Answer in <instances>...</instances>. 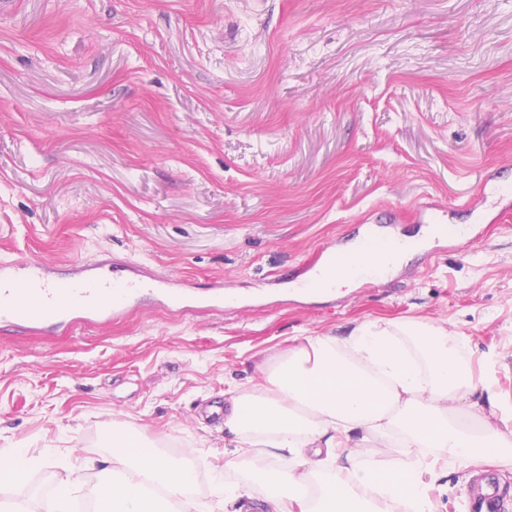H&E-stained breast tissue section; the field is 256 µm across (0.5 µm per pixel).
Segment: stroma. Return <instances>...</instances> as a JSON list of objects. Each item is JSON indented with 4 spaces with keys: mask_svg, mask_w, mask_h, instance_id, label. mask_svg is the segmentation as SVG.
Segmentation results:
<instances>
[{
    "mask_svg": "<svg viewBox=\"0 0 512 512\" xmlns=\"http://www.w3.org/2000/svg\"><path fill=\"white\" fill-rule=\"evenodd\" d=\"M476 200L474 212L459 202ZM477 240L335 297L291 300L377 209L419 206ZM512 0H0V259L59 274L110 255L245 310L153 302L64 335L0 330V449L39 464L0 502L39 503L71 458L105 481L114 422L202 489L233 448L202 404L250 389L304 336L421 320L512 405ZM467 472L430 491L467 512Z\"/></svg>",
    "mask_w": 512,
    "mask_h": 512,
    "instance_id": "35a3bbf8",
    "label": "stroma"
}]
</instances>
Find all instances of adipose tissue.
Returning a JSON list of instances; mask_svg holds the SVG:
<instances>
[{
	"mask_svg": "<svg viewBox=\"0 0 512 512\" xmlns=\"http://www.w3.org/2000/svg\"><path fill=\"white\" fill-rule=\"evenodd\" d=\"M224 430L236 442L225 470L254 455L282 460L261 478L275 512H435L431 483L461 469L512 465V423L489 381L475 378L457 337L438 325L363 323L344 336H306L279 353L254 389L224 393ZM111 484L101 512H151L148 485L178 512H220L250 483H215L202 503L191 466L113 426Z\"/></svg>",
	"mask_w": 512,
	"mask_h": 512,
	"instance_id": "1",
	"label": "adipose tissue"
}]
</instances>
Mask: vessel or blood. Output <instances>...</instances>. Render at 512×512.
I'll use <instances>...</instances> for the list:
<instances>
[{"instance_id": "vessel-or-blood-1", "label": "vessel or blood", "mask_w": 512, "mask_h": 512, "mask_svg": "<svg viewBox=\"0 0 512 512\" xmlns=\"http://www.w3.org/2000/svg\"><path fill=\"white\" fill-rule=\"evenodd\" d=\"M475 233L467 224H444L429 216L423 238L427 249H435L444 240L456 243L473 240ZM361 238L366 248L379 254L380 260L371 272L378 277L392 274L399 266L406 248L405 239L389 234L385 225L367 224ZM345 258L329 252L313 277L320 282V296L335 295V270L344 268ZM125 263L92 259L81 262L78 276L59 279L51 276L49 263L36 259L0 260V324L19 333H56L109 323L126 317L139 306L143 295H151L168 310L186 313L196 303L223 312L238 305V297L218 287L199 297L189 289L177 287L175 281L156 274L125 275ZM504 498L497 482L480 476L474 480L470 498L471 512H504Z\"/></svg>"}]
</instances>
